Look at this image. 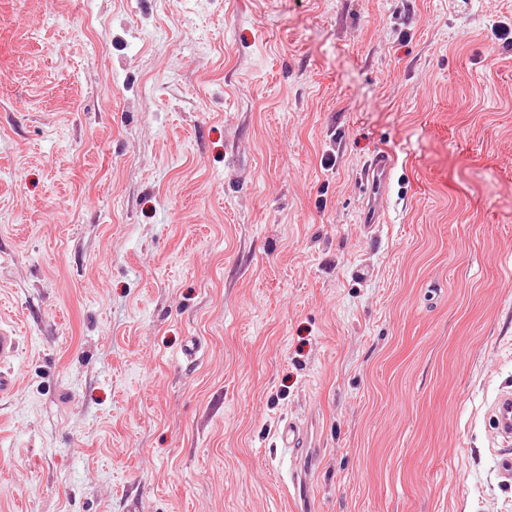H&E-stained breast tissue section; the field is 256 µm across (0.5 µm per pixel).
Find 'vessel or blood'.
<instances>
[{
    "label": "vessel or blood",
    "mask_w": 512,
    "mask_h": 512,
    "mask_svg": "<svg viewBox=\"0 0 512 512\" xmlns=\"http://www.w3.org/2000/svg\"><path fill=\"white\" fill-rule=\"evenodd\" d=\"M392 161L385 153H377L370 160L365 180L370 189L371 206L365 214V221L377 224L381 221L380 203L386 194L387 180ZM492 426L496 436L510 442V449L500 451L497 472L503 481L512 482V392L500 393L492 404ZM279 448L289 454L292 462L291 501L295 512H304L310 499L309 473L315 468L320 455L310 441V426L294 418L282 419L275 429Z\"/></svg>",
    "instance_id": "obj_1"
}]
</instances>
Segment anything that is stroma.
Wrapping results in <instances>:
<instances>
[{
  "instance_id": "1",
  "label": "stroma",
  "mask_w": 512,
  "mask_h": 512,
  "mask_svg": "<svg viewBox=\"0 0 512 512\" xmlns=\"http://www.w3.org/2000/svg\"><path fill=\"white\" fill-rule=\"evenodd\" d=\"M0 23V512H290L285 417L314 512H512V0ZM392 169V161L383 152L375 154L370 160L364 177L369 183L371 208L365 213V224H381L380 202L385 197L387 180ZM492 426L496 436L512 443V392L500 393L492 404ZM313 421L302 423L298 419L283 418L275 429L277 445L284 449L292 462L291 485L293 493L290 498L292 511H306V503L310 499L309 473L315 468L320 455V448H309L310 427Z\"/></svg>"
}]
</instances>
